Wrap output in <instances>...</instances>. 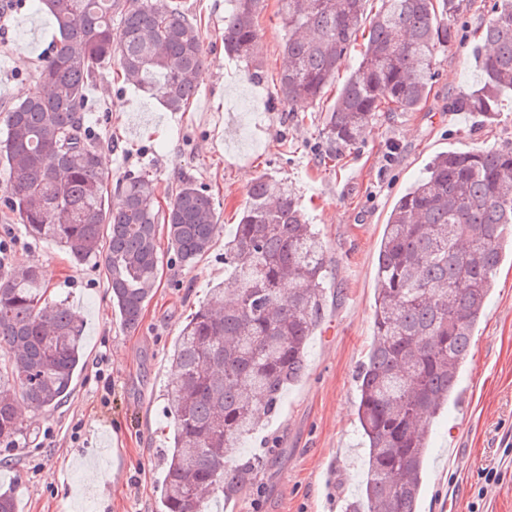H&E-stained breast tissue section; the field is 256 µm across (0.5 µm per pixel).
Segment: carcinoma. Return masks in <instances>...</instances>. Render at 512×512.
Segmentation results:
<instances>
[{
	"mask_svg": "<svg viewBox=\"0 0 512 512\" xmlns=\"http://www.w3.org/2000/svg\"><path fill=\"white\" fill-rule=\"evenodd\" d=\"M224 50L250 57L262 0H231ZM287 31L277 95L317 99L356 41L365 0H279ZM382 0L357 70L323 118L328 153L363 141L380 112H410L427 99L433 61L459 42L455 0ZM59 38L26 98L4 109L8 205L33 239L64 247L76 266L104 265L124 326L142 318L157 276L159 225L171 259L191 266L211 247L215 208L191 180L161 209L152 183L129 173L108 188L91 143L83 96L112 55L127 80L179 112L198 92L203 46L193 15L164 0H31ZM448 12L439 17L438 10ZM475 48L483 85L452 108L494 115L512 88V0H494ZM512 242V148L442 152L398 199L378 252L374 342L358 372L357 421L368 448L349 512H418L428 454L425 417L454 395L496 269ZM326 248L288 182L252 185L224 242L227 282L211 289L183 326L165 391L173 423L161 512H224L225 498L253 489L263 457L243 442L276 413L305 369L309 336L324 314ZM82 323L49 303L35 266L0 276V445L27 435L16 395L55 409L83 359Z\"/></svg>",
	"mask_w": 512,
	"mask_h": 512,
	"instance_id": "obj_1",
	"label": "carcinoma"
}]
</instances>
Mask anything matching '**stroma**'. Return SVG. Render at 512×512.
<instances>
[{"mask_svg":"<svg viewBox=\"0 0 512 512\" xmlns=\"http://www.w3.org/2000/svg\"><path fill=\"white\" fill-rule=\"evenodd\" d=\"M198 20L205 56L199 90L172 112L104 60L86 86L94 141L107 161V186L144 172L160 204L185 180L207 188L217 232L192 267L162 260L140 324L123 327L103 266H75L54 242L29 238L0 206V236L10 266L55 269L48 300H65L84 323V366L66 402L28 409L27 447L0 452V492L16 512H159L173 429L164 391L174 377L172 350L211 288L223 282L224 241L263 175L287 179L328 251L327 305L306 353L304 375L289 385L278 413L245 443L277 447L257 475L254 494L224 512H346L360 491L365 450L356 420V374L374 337L377 253L399 195L435 154L512 147V90L500 93L494 119L453 110L483 73L473 50L491 12L462 0V38L438 51L427 100L411 112H383L367 139L336 166L318 162L321 119L336 102L364 49L355 42L317 100L289 109L276 94L286 38L278 0H263L251 61L224 51L230 0H176ZM57 35L53 19L25 8L0 13V107L27 95ZM264 71L251 80L249 65ZM461 367L456 399L431 420L420 512H512V254ZM495 468L494 482L481 470ZM79 496H72L73 488Z\"/></svg>","mask_w":512,"mask_h":512,"instance_id":"stroma-1","label":"stroma"}]
</instances>
